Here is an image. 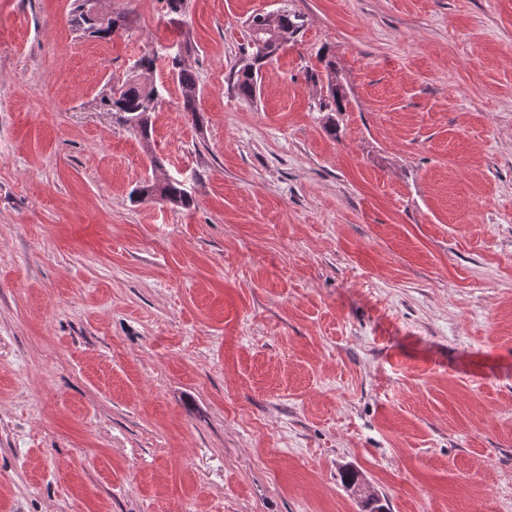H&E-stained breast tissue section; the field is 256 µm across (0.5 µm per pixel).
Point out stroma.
<instances>
[{
  "mask_svg": "<svg viewBox=\"0 0 512 512\" xmlns=\"http://www.w3.org/2000/svg\"><path fill=\"white\" fill-rule=\"evenodd\" d=\"M98 7L0 0V512H512V0ZM146 53L147 144L97 107ZM75 6L73 9L72 22L75 27L82 29L84 32H88L92 36L106 37L109 36L124 26L125 16L117 15L115 17L100 15L96 13L95 16L90 15V8L86 7L89 2L93 0H75ZM304 16L286 8L273 13L254 15L248 23V48L251 61L231 72L230 78L238 95L252 98L257 91L262 64L272 58L282 43H277L280 32L298 35L305 27ZM321 63H324L327 80L326 94L322 95L317 103L316 110L319 112H343L347 110L349 95L344 86L336 78V67L329 58L328 50L321 48L317 52ZM171 69L175 73L177 82L181 88L182 103L185 112H189L194 121H201L200 110L198 108L199 92L194 74L187 69L185 63L178 58H174L171 61ZM133 196L140 200L158 196L161 199L182 208L194 204L191 192L182 181L167 178L163 182H145L135 189Z\"/></svg>",
  "mask_w": 512,
  "mask_h": 512,
  "instance_id": "1",
  "label": "stroma"
}]
</instances>
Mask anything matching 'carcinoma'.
I'll return each mask as SVG.
<instances>
[{"instance_id":"obj_1","label":"carcinoma","mask_w":512,"mask_h":512,"mask_svg":"<svg viewBox=\"0 0 512 512\" xmlns=\"http://www.w3.org/2000/svg\"><path fill=\"white\" fill-rule=\"evenodd\" d=\"M91 0H75L72 22L75 27L98 37L109 36L124 26L125 17L90 15L88 5ZM304 16L286 8L273 13L254 15L248 23V48L250 62L231 72L233 86L238 95L244 98L255 96L257 91L259 71L262 64L274 56L281 47L277 43L279 33L290 36L299 34L305 27ZM319 61L324 63L326 75L317 72L310 74L316 82L327 80L326 94L316 103L319 112H345L349 104V95L344 86L336 78V67L329 58L328 50L321 48L317 52ZM155 58L150 54L141 56L134 65L136 74L126 80L114 84L99 100V108L110 112L147 140L151 135L152 114L156 106L152 105L154 94L158 87L141 81L140 72L154 70ZM171 69L177 77L181 88L182 103L185 111L192 115L196 122H201L198 108L199 92L192 71L186 68L182 60L175 58L171 61ZM133 196L140 200L158 196L161 199L182 208L194 204L191 192L182 181L167 178L162 182H145L135 189Z\"/></svg>"}]
</instances>
